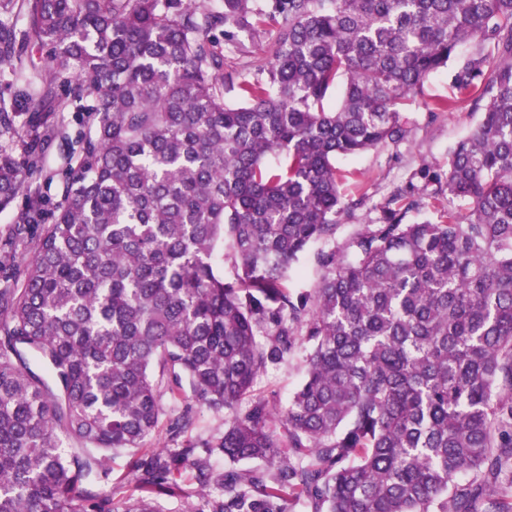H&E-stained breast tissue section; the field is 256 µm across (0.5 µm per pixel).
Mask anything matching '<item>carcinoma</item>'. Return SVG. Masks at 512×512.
<instances>
[{
	"label": "carcinoma",
	"instance_id": "carcinoma-1",
	"mask_svg": "<svg viewBox=\"0 0 512 512\" xmlns=\"http://www.w3.org/2000/svg\"><path fill=\"white\" fill-rule=\"evenodd\" d=\"M218 28L268 39L253 74L224 76ZM19 45L46 51L32 105L86 132L50 224L0 147V211L25 196L35 239L0 288V512H512V0H0V70L32 66ZM453 61L430 109L482 118L428 182L468 207L409 223L432 201L397 191L337 256L362 201L336 159L401 140ZM3 136L24 130L0 97ZM296 344L282 409L253 387ZM163 388L224 436L145 447ZM319 274L320 270L315 262L314 250H311L296 265V272L288 281V288L292 292L302 288H311Z\"/></svg>",
	"mask_w": 512,
	"mask_h": 512
}]
</instances>
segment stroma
<instances>
[{
  "instance_id": "stroma-1",
  "label": "stroma",
  "mask_w": 512,
  "mask_h": 512,
  "mask_svg": "<svg viewBox=\"0 0 512 512\" xmlns=\"http://www.w3.org/2000/svg\"><path fill=\"white\" fill-rule=\"evenodd\" d=\"M453 76L450 68L437 73L425 84L422 94L406 101L401 109V121L406 130L403 140L337 159L341 191L346 200L359 203L353 213L338 219L337 245H344L364 225L378 223L381 206L393 191L400 189L408 195L420 194L426 184L424 171H447L449 149L470 134L481 119L480 113L466 108L454 112L430 111L429 105L434 99L451 94ZM49 123L62 125L66 135L37 143L36 154L42 162L32 169L30 180L50 204L55 205L62 200L63 180L68 171L67 141L79 136L81 126L75 113L49 115L30 104H20V127L40 129ZM302 358L303 353L297 348L287 361L268 366L255 382L256 393L279 406H287L300 380Z\"/></svg>"
}]
</instances>
